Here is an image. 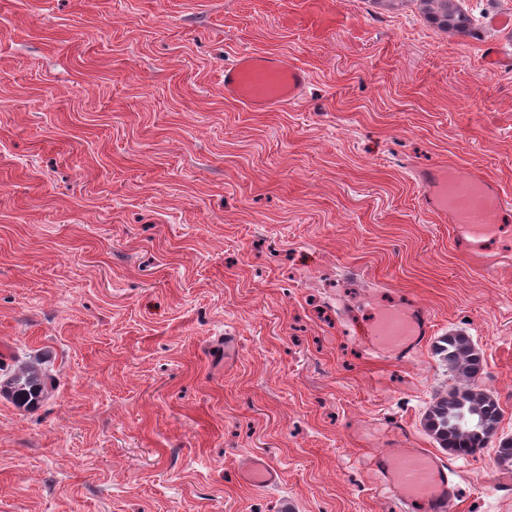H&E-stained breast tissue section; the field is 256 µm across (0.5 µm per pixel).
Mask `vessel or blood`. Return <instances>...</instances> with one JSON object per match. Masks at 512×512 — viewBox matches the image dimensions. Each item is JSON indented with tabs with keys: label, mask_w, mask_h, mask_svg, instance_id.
I'll return each instance as SVG.
<instances>
[{
	"label": "vessel or blood",
	"mask_w": 512,
	"mask_h": 512,
	"mask_svg": "<svg viewBox=\"0 0 512 512\" xmlns=\"http://www.w3.org/2000/svg\"><path fill=\"white\" fill-rule=\"evenodd\" d=\"M322 0H297L301 22L321 33ZM309 82L306 69L285 58L260 51L241 53L224 67V96L264 112L301 99ZM426 209L450 223L455 242L464 247L473 269L496 279L506 271L505 261L487 254L484 244L496 235L500 216L512 203L499 185L479 172L461 173L442 164L417 175ZM432 331L430 315L412 302L379 310L367 338L369 351L403 362L416 357ZM388 447L366 451V464L377 488L396 492L411 512H449L455 498L446 465L421 448L405 444L406 430L394 426ZM244 476L256 487L276 486L280 471L262 456L250 458Z\"/></svg>",
	"instance_id": "obj_1"
}]
</instances>
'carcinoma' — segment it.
Instances as JSON below:
<instances>
[{"label":"carcinoma","instance_id":"carcinoma-1","mask_svg":"<svg viewBox=\"0 0 512 512\" xmlns=\"http://www.w3.org/2000/svg\"><path fill=\"white\" fill-rule=\"evenodd\" d=\"M425 19L443 32L463 35L472 31L477 19L461 0H420ZM436 354L448 363V370L464 376L468 385L454 389L432 402L424 417L427 432L453 455L472 456L497 435L502 409L497 399L480 389L482 358L464 333L441 338ZM55 382L39 362L14 365L0 354V394L23 407L39 404Z\"/></svg>","mask_w":512,"mask_h":512}]
</instances>
